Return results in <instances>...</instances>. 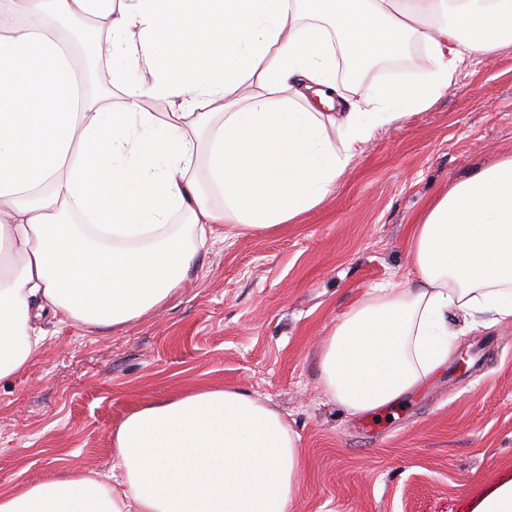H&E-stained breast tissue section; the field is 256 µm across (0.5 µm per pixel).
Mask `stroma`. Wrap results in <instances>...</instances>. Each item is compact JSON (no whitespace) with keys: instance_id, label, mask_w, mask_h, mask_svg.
Returning <instances> with one entry per match:
<instances>
[{"instance_id":"stroma-1","label":"stroma","mask_w":512,"mask_h":512,"mask_svg":"<svg viewBox=\"0 0 512 512\" xmlns=\"http://www.w3.org/2000/svg\"><path fill=\"white\" fill-rule=\"evenodd\" d=\"M410 45L362 80H423ZM512 151V49L478 55L427 110L379 129L338 188L288 228L216 239L161 306L117 334L45 318L33 361L0 381V488L121 468L112 429L147 400L190 386L237 388L275 409L304 455L292 512H473L512 480V325L482 323L396 402L399 420L328 396L321 355L334 324L372 288L412 270L410 225L450 180Z\"/></svg>"}]
</instances>
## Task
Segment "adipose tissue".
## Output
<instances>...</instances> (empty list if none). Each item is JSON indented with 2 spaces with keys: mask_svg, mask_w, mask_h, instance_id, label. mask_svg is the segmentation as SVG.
<instances>
[{
  "mask_svg": "<svg viewBox=\"0 0 512 512\" xmlns=\"http://www.w3.org/2000/svg\"><path fill=\"white\" fill-rule=\"evenodd\" d=\"M25 13L34 24L0 35V380L38 352L44 316L120 332L167 300L218 227L296 223L376 130L428 109L471 56L512 46V0H26ZM84 17L103 21L98 77L118 105L76 97L51 34ZM410 43L428 79L371 85L337 111L339 62ZM140 65L147 77L126 84ZM410 249L413 278L367 292L326 340L322 385L351 411L385 412L424 383L463 333L456 317L512 323V154L433 196ZM112 444L121 480L0 490V512H292L298 439L241 390L146 401Z\"/></svg>",
  "mask_w": 512,
  "mask_h": 512,
  "instance_id": "1",
  "label": "adipose tissue"
}]
</instances>
